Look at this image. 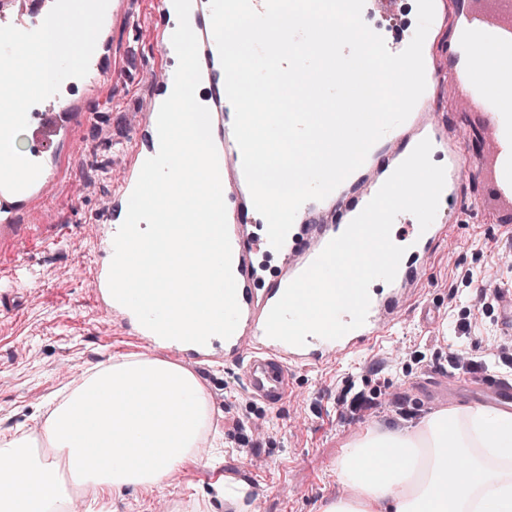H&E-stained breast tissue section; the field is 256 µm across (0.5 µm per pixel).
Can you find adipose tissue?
I'll use <instances>...</instances> for the list:
<instances>
[{
  "label": "adipose tissue",
  "mask_w": 512,
  "mask_h": 512,
  "mask_svg": "<svg viewBox=\"0 0 512 512\" xmlns=\"http://www.w3.org/2000/svg\"><path fill=\"white\" fill-rule=\"evenodd\" d=\"M210 418L191 371L128 355L97 369L46 419L52 450L0 439V512H64L62 474L109 493L161 488L169 471L196 460ZM98 448L116 460L92 462ZM354 489L322 512H512V412L453 406L414 432L370 429L337 465Z\"/></svg>",
  "instance_id": "ef3b65f1"
}]
</instances>
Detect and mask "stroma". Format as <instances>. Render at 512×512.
<instances>
[{
	"mask_svg": "<svg viewBox=\"0 0 512 512\" xmlns=\"http://www.w3.org/2000/svg\"><path fill=\"white\" fill-rule=\"evenodd\" d=\"M125 9V16L112 21L104 53L114 75L83 103L84 110L98 113V123L76 122L70 147L57 160L48 200L32 203L24 213L22 221L35 225L37 240L23 253L0 257L2 272L24 267L22 284L0 298V436L28 438L43 431L49 409L65 392L115 359L164 357L107 320L90 287L97 262L90 229L132 163L135 127L151 92L146 74L158 55L152 0H126ZM131 17L137 29H130ZM424 110L433 121L453 122L470 149H483L447 81H440ZM476 195L475 175H464L458 204L466 217L424 267L430 314H423V306L410 307L391 337L358 359L297 373L291 397L276 408L249 397L240 369L198 371L210 404L205 454L175 467L153 491L103 494L90 485H70L81 512H185L195 502L208 512H234L216 488L239 482L254 489L256 512H320L323 503L343 496L337 465L368 428L412 429L436 411V404L420 402L407 387L447 374L450 351L463 349L486 362L488 374L512 376L511 369L489 361L491 349L507 334L496 305L478 298L480 286L489 282L512 287V265L501 260L512 251V236L474 211ZM466 324L471 338L457 339ZM351 386L364 390L373 406L349 420L338 413L336 399ZM241 416L242 432L235 428ZM245 437L259 442L258 454L241 452Z\"/></svg>",
	"mask_w": 512,
	"mask_h": 512,
	"instance_id": "1",
	"label": "stroma"
}]
</instances>
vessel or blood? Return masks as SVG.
Here are the masks:
<instances>
[{"mask_svg": "<svg viewBox=\"0 0 512 512\" xmlns=\"http://www.w3.org/2000/svg\"><path fill=\"white\" fill-rule=\"evenodd\" d=\"M51 8L50 0H0V26L10 24L24 31L36 29ZM155 17L159 47L155 91L150 96L144 125L136 134L134 164L110 197L101 224L94 228L101 260L91 276L97 306L108 316L117 318L123 327L133 328L142 345L191 360L204 369L217 364L241 368L249 396L266 406L277 407L288 399L297 371L319 368L380 344L388 330L396 325L402 310L423 287L420 270L406 259L401 260L390 290L370 286V306L364 325L339 339L310 335L304 346L297 347L268 337L265 324L271 308L288 284L316 259L330 240L346 229L405 159V152L397 147L401 141L414 146L426 138L431 141L434 153L448 156L445 187L435 220L428 229L412 224L406 230L413 255H431L461 222L463 211L457 205V181L468 167L478 174V207L491 213L503 230L512 229V109L504 104L505 96L512 95V0H455L448 25L452 38L445 49L448 76L467 123L482 134L484 148L475 154L467 153L453 125H437L410 115L372 147L376 153L388 152L385 166L377 167L371 161H364L328 197L308 201L300 208L280 250L282 269L279 275L267 287H257L259 274L252 255L269 249L270 243L267 237L253 236L250 230L251 223H263L264 218L255 212L242 169V155L233 135L234 110L229 106L225 91L209 0H191L189 23L198 39L201 67L196 98L211 114L240 320L230 338L215 336L192 349L138 325L135 315L112 297L108 275L113 239L126 217L129 196L145 160L159 149L158 112L174 81L168 58L174 33L168 0H155ZM489 62L494 65L495 75L491 84L485 80V65ZM41 106V111L28 114V145L24 154L42 164V173L22 192L0 189V248L27 246L32 230L21 223L20 217L31 201L47 199L48 189L56 179L49 162L68 145L70 127L77 119L72 106L62 105L58 97L42 101ZM485 295L498 306L501 326L511 334L512 289L493 287L486 289ZM469 387L479 398L512 403L510 380L488 375L476 378ZM456 390V383L443 376L411 387L414 395L429 402L450 400Z\"/></svg>", "mask_w": 512, "mask_h": 512, "instance_id": "obj_1", "label": "vessel or blood"}]
</instances>
